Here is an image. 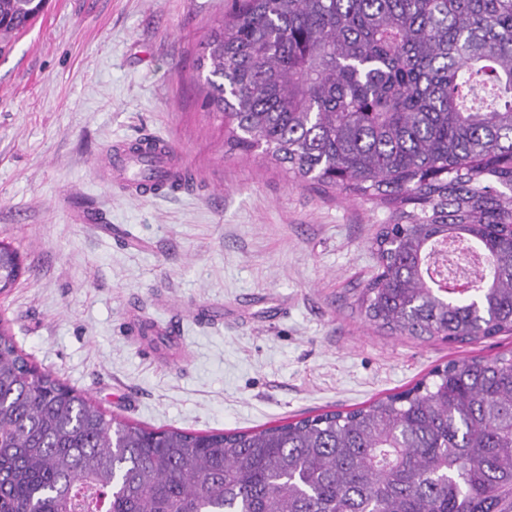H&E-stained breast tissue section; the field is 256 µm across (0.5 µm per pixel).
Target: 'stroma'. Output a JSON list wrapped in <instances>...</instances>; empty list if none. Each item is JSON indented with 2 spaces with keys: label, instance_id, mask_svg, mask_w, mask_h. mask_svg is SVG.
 <instances>
[{
  "label": "stroma",
  "instance_id": "35a3bbf8",
  "mask_svg": "<svg viewBox=\"0 0 512 512\" xmlns=\"http://www.w3.org/2000/svg\"><path fill=\"white\" fill-rule=\"evenodd\" d=\"M234 0H48L0 54V242L22 274L0 295L27 360L107 417L245 431L348 411L451 361L512 350L390 336L360 312L387 208L296 184L228 150L194 81ZM157 133L190 192L128 198L96 173L113 141ZM182 323L184 361L130 342L128 311Z\"/></svg>",
  "mask_w": 512,
  "mask_h": 512
}]
</instances>
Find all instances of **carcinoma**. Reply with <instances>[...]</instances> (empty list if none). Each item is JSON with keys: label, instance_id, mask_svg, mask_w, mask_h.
Returning a JSON list of instances; mask_svg holds the SVG:
<instances>
[{"label": "carcinoma", "instance_id": "carcinoma-1", "mask_svg": "<svg viewBox=\"0 0 512 512\" xmlns=\"http://www.w3.org/2000/svg\"><path fill=\"white\" fill-rule=\"evenodd\" d=\"M48 0H0V54ZM196 81L229 150L387 207L361 293L391 336L512 332V0H242ZM474 243L464 289L438 246ZM21 273L0 244V294ZM256 430L106 418L0 326V512H512V355Z\"/></svg>", "mask_w": 512, "mask_h": 512}]
</instances>
